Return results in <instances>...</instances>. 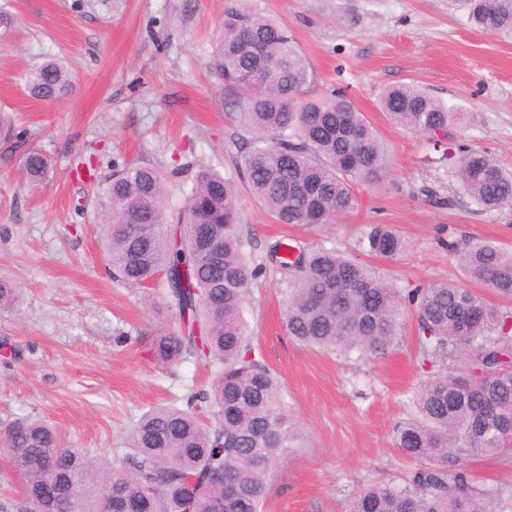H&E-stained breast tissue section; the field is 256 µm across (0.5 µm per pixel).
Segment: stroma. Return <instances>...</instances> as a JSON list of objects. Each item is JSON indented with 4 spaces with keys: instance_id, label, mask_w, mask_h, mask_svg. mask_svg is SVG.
<instances>
[{
    "instance_id": "obj_1",
    "label": "stroma",
    "mask_w": 512,
    "mask_h": 512,
    "mask_svg": "<svg viewBox=\"0 0 512 512\" xmlns=\"http://www.w3.org/2000/svg\"><path fill=\"white\" fill-rule=\"evenodd\" d=\"M229 0H0V277L23 299L0 313V426L19 417L54 425L64 444L114 465L130 453L129 432L147 410L204 388L209 369L194 360L170 370L146 353L176 328L163 288L113 279L101 250L104 188L121 166L149 164L172 174L168 205L183 206L194 169L236 177L244 135L220 80L208 66ZM284 22L314 71L315 90L345 91L379 131L389 170L355 190L338 223L299 229L273 221L240 190L241 222L256 256L277 242L358 253L371 224L391 225L408 243L397 260L367 257L400 291L431 283L469 286L458 249L479 240L512 248V207L482 211L448 179L425 135L394 124L382 91L417 85L464 109L463 140L512 172V32L475 28L469 0H263ZM57 57L74 90L56 102L30 97L24 75ZM47 155L38 188L21 178L23 150L12 135ZM429 186L453 206L431 205ZM291 269L268 265L244 307L251 341L278 376L305 445L281 459L262 512H345L369 484L414 470L395 443L410 400L429 378L417 325L405 315L384 356L345 359L307 348L283 325ZM468 479L498 487L496 512H512V457L476 455Z\"/></svg>"
}]
</instances>
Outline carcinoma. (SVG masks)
I'll list each match as a JSON object with an SVG mask.
<instances>
[{"mask_svg":"<svg viewBox=\"0 0 512 512\" xmlns=\"http://www.w3.org/2000/svg\"><path fill=\"white\" fill-rule=\"evenodd\" d=\"M474 24L512 32V0H471ZM213 68L239 93L231 106L251 138L238 174L280 224H334L352 208L354 188L378 184L389 167L374 125L344 93L315 96V74L288 27L259 0H231ZM31 96L57 100L73 91L64 64L44 60L25 75ZM381 109L444 148L448 176L485 211L512 206V173L484 150L461 143V112L409 84L387 89ZM28 184L42 183L49 160L37 148L22 158ZM169 177L152 165L123 166L105 194L110 217L102 244L114 277L167 286L179 327L156 337L153 359L168 368L187 358L214 372L209 388L183 407L157 406L132 426L128 466L116 468L61 445L50 425L18 419L0 427V450L21 485L0 512H259L279 460L300 447L277 376L250 342L243 308L249 281L266 263L296 276L282 304L285 330L308 347L349 358L387 353L406 311L417 324L424 362L459 361L421 383L413 416L396 445L423 464L410 482L370 484L348 512H491L496 488L473 486L455 463L471 454L512 451V250L493 241L461 255L466 276L504 305L471 288L430 284L403 294L372 266L323 244L256 261L240 224L236 182L208 168L196 173L182 208H167ZM370 256L396 260L403 239L372 224L359 240ZM21 289L0 279V310Z\"/></svg>","mask_w":512,"mask_h":512,"instance_id":"carcinoma-1","label":"carcinoma"}]
</instances>
